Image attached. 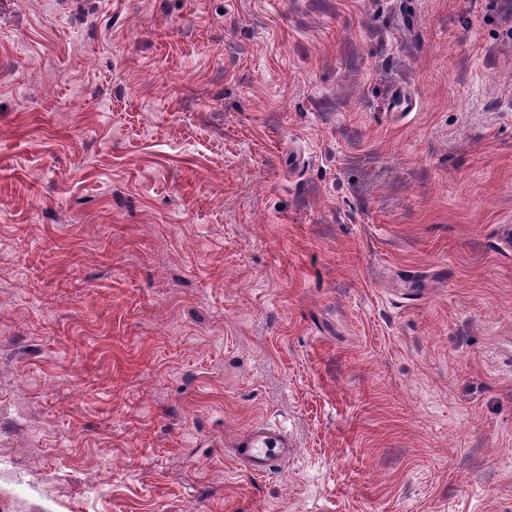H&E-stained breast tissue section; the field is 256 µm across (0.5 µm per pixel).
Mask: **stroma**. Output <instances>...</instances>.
I'll use <instances>...</instances> for the list:
<instances>
[{
  "instance_id": "obj_1",
  "label": "stroma",
  "mask_w": 512,
  "mask_h": 512,
  "mask_svg": "<svg viewBox=\"0 0 512 512\" xmlns=\"http://www.w3.org/2000/svg\"><path fill=\"white\" fill-rule=\"evenodd\" d=\"M0 512H512V0H0ZM231 454L252 474H268L292 454L288 435L268 423L253 426L232 443Z\"/></svg>"
}]
</instances>
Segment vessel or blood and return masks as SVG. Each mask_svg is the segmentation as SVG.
<instances>
[{"mask_svg":"<svg viewBox=\"0 0 512 512\" xmlns=\"http://www.w3.org/2000/svg\"><path fill=\"white\" fill-rule=\"evenodd\" d=\"M231 453L248 472L268 474L292 455L293 448L285 432L263 423L233 442Z\"/></svg>","mask_w":512,"mask_h":512,"instance_id":"b4317fda","label":"vessel or blood"}]
</instances>
